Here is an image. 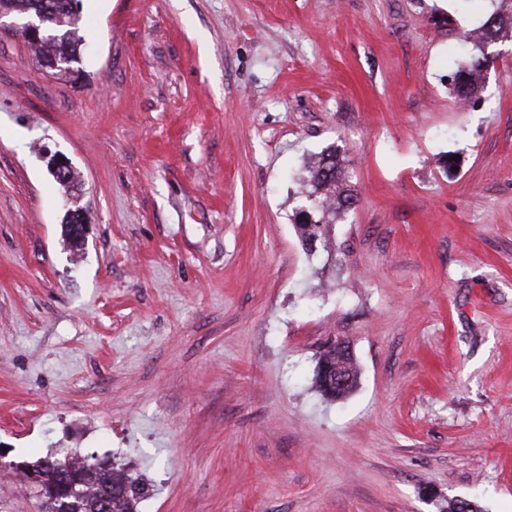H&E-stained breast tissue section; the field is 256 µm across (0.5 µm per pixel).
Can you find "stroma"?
<instances>
[{
    "mask_svg": "<svg viewBox=\"0 0 512 512\" xmlns=\"http://www.w3.org/2000/svg\"><path fill=\"white\" fill-rule=\"evenodd\" d=\"M493 8L81 0L77 84L0 37L6 512L49 455L141 477L139 512H512V38L463 109L450 64ZM330 148L356 203L310 253ZM342 159L339 158L336 150H330L329 153L324 152L314 166L309 170L310 182L314 191L308 196L311 198L315 193H318L320 189L328 186L336 187L337 174L339 172L340 162ZM340 372L344 381L336 375ZM336 377V378H335ZM358 370L348 346L337 343L328 347L320 356L316 384L321 392L331 399H338L350 393L357 385ZM15 467L29 491L33 495L40 496V489L44 485V479L46 478V475L44 474V470L46 468L41 467L38 469L33 466H28L24 462L16 463Z\"/></svg>",
    "mask_w": 512,
    "mask_h": 512,
    "instance_id": "obj_1",
    "label": "stroma"
}]
</instances>
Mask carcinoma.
<instances>
[{"instance_id":"1","label":"carcinoma","mask_w":512,"mask_h":512,"mask_svg":"<svg viewBox=\"0 0 512 512\" xmlns=\"http://www.w3.org/2000/svg\"><path fill=\"white\" fill-rule=\"evenodd\" d=\"M496 9L489 14L481 26L482 35L474 40L470 33L463 34V41L467 42L469 49L460 55V63L453 75L452 81L457 95L469 98L477 89L472 82V77L482 76L484 69L490 64L491 59L484 51L485 45L496 39L499 34L508 29L512 31V0H497ZM53 8L63 17H68L66 10L62 8L60 0H0V11L15 13L24 16L38 9L40 5ZM53 39L31 41L29 45L38 64L50 62L56 58L63 63L64 69L55 71L57 75L68 76L78 74V64L83 53V37L79 35L77 24L65 23L62 25L51 24ZM341 159L336 151L331 150L321 155L310 169V182L314 192L336 185ZM353 194L349 189H343L337 193V202L327 205L325 201L314 199L313 207L321 212L320 220L313 222L309 219L298 225L301 237L305 244L313 245L316 241H325L323 228L344 214L351 206ZM341 374L343 382H336V374ZM358 370L353 361L349 347L337 343L327 348L320 356L316 374V384L321 392L331 399H338L350 393L357 385ZM50 475L47 482V494L66 497L69 484L77 481L86 488V493L79 500L80 512H101L100 497L102 486L98 476H90L72 471L68 477L60 473L47 470ZM111 495L110 512H137L140 499L146 494V486L120 471L112 470L109 476Z\"/></svg>"}]
</instances>
